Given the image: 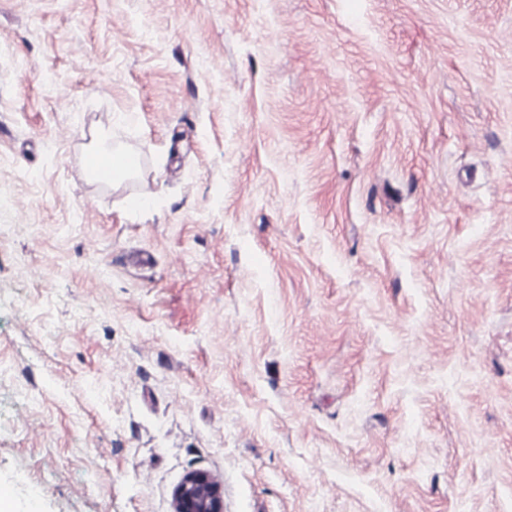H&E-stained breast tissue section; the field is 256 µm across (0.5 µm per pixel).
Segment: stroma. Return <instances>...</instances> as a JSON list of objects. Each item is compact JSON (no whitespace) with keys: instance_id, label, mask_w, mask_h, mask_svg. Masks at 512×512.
Segmentation results:
<instances>
[{"instance_id":"stroma-1","label":"stroma","mask_w":512,"mask_h":512,"mask_svg":"<svg viewBox=\"0 0 512 512\" xmlns=\"http://www.w3.org/2000/svg\"><path fill=\"white\" fill-rule=\"evenodd\" d=\"M195 469L512 512V0H0V489L172 512ZM86 165L93 169L95 176L100 180H108L112 177V183H120L131 178L138 172V168L129 169L126 165H118L113 170L112 159L104 157L89 156L86 158Z\"/></svg>"}]
</instances>
